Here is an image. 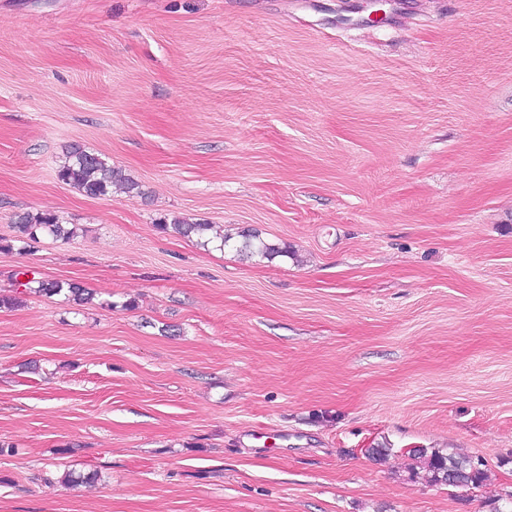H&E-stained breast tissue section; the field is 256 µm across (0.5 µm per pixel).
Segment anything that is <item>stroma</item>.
Here are the masks:
<instances>
[{
  "mask_svg": "<svg viewBox=\"0 0 512 512\" xmlns=\"http://www.w3.org/2000/svg\"><path fill=\"white\" fill-rule=\"evenodd\" d=\"M372 9L0 0V295H95L0 308V512L512 507V0ZM74 144L141 195L59 181ZM43 211L76 236L17 241ZM163 232H172L181 237L192 238L197 237L198 239H204V244H208L213 241L212 239L220 240V247L225 248L230 245V242L234 239L233 234L223 233V234H215V236L210 237V233L213 230V224L192 222L185 218L174 216L170 220L167 217L163 219L160 218L157 223H155ZM219 235V236H217ZM242 233V234H240ZM237 236L242 237L243 241L240 245H233L236 250L240 253L245 254H257L261 256L274 257L276 255H286L288 253L287 248H281L278 244L270 243L260 238V235L252 231H238ZM23 276H28L29 274L33 275L32 278H28L25 283H21L20 286L25 287L24 291H33L35 293H40L47 297H64L67 301H79L89 302L93 298V294L87 291L85 288H81L78 284L69 282L66 280H44L37 279L34 276L33 272L29 270H25L19 273ZM37 283V287L32 288L31 284ZM424 449L418 448L412 451L411 456L423 459V462L431 473L434 482H442L448 486H473L476 487L484 480V471L480 468L482 461L476 463L467 458H457L453 454H445L440 450L432 451L429 456Z\"/></svg>",
  "mask_w": 512,
  "mask_h": 512,
  "instance_id": "1",
  "label": "stroma"
}]
</instances>
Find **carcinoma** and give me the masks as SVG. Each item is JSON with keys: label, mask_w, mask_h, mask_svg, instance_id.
Here are the masks:
<instances>
[{"label": "carcinoma", "mask_w": 512, "mask_h": 512, "mask_svg": "<svg viewBox=\"0 0 512 512\" xmlns=\"http://www.w3.org/2000/svg\"><path fill=\"white\" fill-rule=\"evenodd\" d=\"M57 177L89 197L105 196L114 186H121L130 194H141L139 183L126 175L122 169L113 167L100 155L76 144L70 146L67 151L64 163L57 170ZM157 226L164 232H172L181 237L192 238L195 236L206 244L212 241L210 233L213 230V225L211 224L192 222L174 216L170 219L166 217L159 219ZM16 232L17 241L25 243L36 240L40 233L56 239L69 240L76 235V228L66 227L60 215L48 211L38 214L28 213L19 217L16 222ZM240 237L243 238V241L236 246V250L240 253L257 254L270 258L288 254L287 249L261 239L256 232L244 230ZM33 283L37 284V287H31ZM23 287L47 297L59 296L68 301L89 302L93 298L91 292L66 280H40L32 277L23 283ZM412 456L423 459L435 482L455 487H476L485 480L480 461L458 458L440 450H435L428 455L421 448L413 450ZM98 480H100V474L96 470L88 473L68 471L61 478L62 483L69 485L90 484Z\"/></svg>", "instance_id": "carcinoma-1"}]
</instances>
